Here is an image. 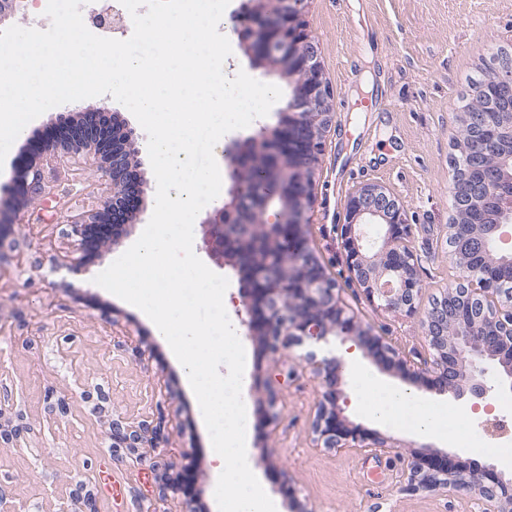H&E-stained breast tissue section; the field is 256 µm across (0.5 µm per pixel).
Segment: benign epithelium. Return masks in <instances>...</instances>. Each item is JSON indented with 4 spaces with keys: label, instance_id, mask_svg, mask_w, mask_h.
Segmentation results:
<instances>
[{
    "label": "benign epithelium",
    "instance_id": "7a95c632",
    "mask_svg": "<svg viewBox=\"0 0 512 512\" xmlns=\"http://www.w3.org/2000/svg\"><path fill=\"white\" fill-rule=\"evenodd\" d=\"M267 0H242L237 16V35L245 53L257 68L275 71L298 83V89L282 111L289 121L263 125L250 137L224 149V164L231 172V188L224 205L207 216L202 224L211 228L204 240L207 252L224 258V249L242 242L259 255V264L246 267L254 287L242 296L246 318L244 334L257 338L271 353L295 343L327 340L329 335L345 339L366 335L358 316L341 304L335 281L314 255L307 239L312 208V186L316 165L322 154L324 137L334 118V93L320 60L317 42L309 34L305 20L306 0H277L275 13L265 8ZM497 79L489 95L512 102V52L500 49L484 61ZM463 116L477 143L495 146L499 128L485 112L464 109ZM136 136L127 122L118 120L107 107L95 112L58 115L51 132L38 140L32 158L15 166L10 197L0 205L16 211L35 200L45 202L52 216L59 214L54 185L44 169L55 171L61 162L74 159L99 164L101 173L112 182L111 195L101 210L69 207L63 215L69 235L79 243L62 259L70 272L85 268L87 238L95 234L101 245L121 244V225L139 211L145 182L126 164V144ZM288 145V212L264 218L261 224H230L236 217L253 216L264 210L265 198L244 187L236 178L241 154L255 150L270 156V164L280 165L279 149ZM479 157L467 150L455 157L462 170L476 171L479 178L456 182L460 210L479 208L486 197L502 194L512 198V187L478 167ZM342 225L346 264L350 278L357 281L370 301L387 310L413 312L420 293L417 262L408 245L410 225L404 205L384 186L371 183L360 187L345 205ZM378 224L384 228L375 250L366 253L359 245L356 227ZM502 225L450 224L448 241L474 235L485 240L499 239ZM466 273L462 282L432 301L425 320L430 360L423 370L436 374L439 384L450 385L458 398L482 400L492 391L486 360H494L512 378V292L504 298L503 278L489 272L487 261L479 264L464 257ZM299 360L325 378L327 390L319 402L313 432L326 448H347L350 444L384 448L375 435L346 426L336 409V376L342 369L335 357L316 359L308 352ZM158 422L131 420L112 423L110 448H125L140 460L144 450L152 452L166 441L164 412L158 408ZM411 485L442 491H466L496 504L498 512H512V478L505 479L492 469H458L448 464V454L424 458L407 457Z\"/></svg>",
    "mask_w": 512,
    "mask_h": 512
}]
</instances>
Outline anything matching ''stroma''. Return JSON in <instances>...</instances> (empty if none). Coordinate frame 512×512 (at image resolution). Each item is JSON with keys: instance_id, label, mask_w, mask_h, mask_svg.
I'll use <instances>...</instances> for the list:
<instances>
[{"instance_id": "stroma-1", "label": "stroma", "mask_w": 512, "mask_h": 512, "mask_svg": "<svg viewBox=\"0 0 512 512\" xmlns=\"http://www.w3.org/2000/svg\"><path fill=\"white\" fill-rule=\"evenodd\" d=\"M306 20L335 109L313 183L309 245L363 328L416 364L428 355L423 321L430 302L464 277L448 254L451 145L482 60L512 45V0H308ZM102 106L133 118L109 96L49 109L13 142L0 163V187L56 116ZM367 183L385 186L406 208L421 281L413 312L376 308L349 277L341 237L345 203ZM55 193L62 201L85 195L98 209L109 186L96 167L71 165L61 170ZM0 219L12 226L0 246V408L25 427L20 441L0 442V493L10 512H72L70 496L81 484L94 493L98 512H215L214 463L181 365L139 311L95 282L119 250H90L86 271L75 275L61 265L71 244L65 225L37 210L22 217L6 210ZM208 232L195 224L194 252L228 279L232 307L240 309L243 276L207 255ZM243 346L250 454L279 512H485L472 494L411 488L404 460L414 452L449 450L452 464L496 467L498 457L449 448L402 421H372L350 372L336 382L341 418L387 445L323 447L312 421L326 385L296 357L311 351L324 358L346 346L387 381L410 385L427 401L460 407L453 391L403 374L354 339L307 342L277 355L255 339ZM271 390L280 413L274 425L265 416ZM61 397L68 401L63 414L52 409ZM159 411L166 417L164 448L141 462L126 451L111 452L113 421L149 419ZM109 475L122 483L119 499L105 489ZM284 485L291 497L281 494Z\"/></svg>"}]
</instances>
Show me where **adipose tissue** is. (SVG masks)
I'll return each instance as SVG.
<instances>
[{
	"label": "adipose tissue",
	"instance_id": "obj_1",
	"mask_svg": "<svg viewBox=\"0 0 512 512\" xmlns=\"http://www.w3.org/2000/svg\"><path fill=\"white\" fill-rule=\"evenodd\" d=\"M343 362L352 371L364 408L372 420L389 424L403 415L408 419V427L417 435L456 444L457 439L448 428L446 407L425 401L408 385L385 381L360 364L357 352L344 353Z\"/></svg>",
	"mask_w": 512,
	"mask_h": 512
}]
</instances>
